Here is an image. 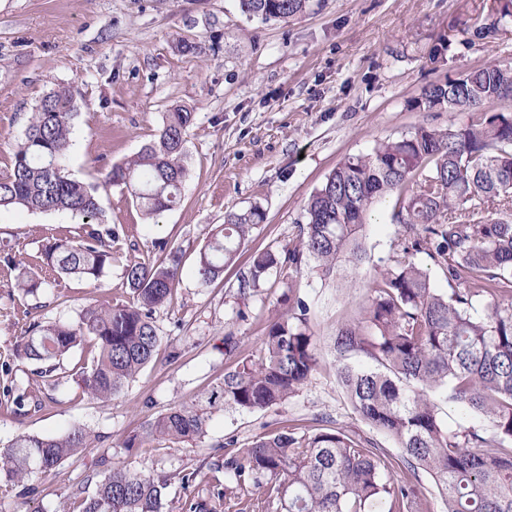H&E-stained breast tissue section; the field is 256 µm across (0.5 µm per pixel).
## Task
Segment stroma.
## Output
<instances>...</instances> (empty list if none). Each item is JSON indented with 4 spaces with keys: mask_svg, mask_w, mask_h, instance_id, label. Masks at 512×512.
Segmentation results:
<instances>
[{
    "mask_svg": "<svg viewBox=\"0 0 512 512\" xmlns=\"http://www.w3.org/2000/svg\"><path fill=\"white\" fill-rule=\"evenodd\" d=\"M498 0H311L285 21L244 14L239 0H0V174L9 170L39 99L50 90L77 91L79 115L71 134V178L100 183L112 164L150 143L164 112L184 106L196 114L187 137L188 178L181 205L145 218L126 188L101 192L107 223L119 236L112 268L101 282L64 279L40 297L22 296L4 255L33 264L60 231L77 232L81 218L56 212L0 211V370L25 389L31 367L12 348L33 322H72L84 306L121 304L131 260L158 263L183 255L172 299L154 320L161 338L152 362L111 401L82 396L75 379L82 351L64 359L58 386L42 393L39 411L19 416L0 407V447L21 433L60 435L85 426L95 448L39 476L36 493L0 487V512H68L71 487L91 472L106 474L101 458L164 471L200 469L221 455L226 438L249 445L273 429L342 427L373 439L391 457L399 450L354 412L336 375L333 339L369 294L378 266L405 243L392 220L394 197L367 218L368 259L359 269L322 275L313 263L296 280L271 271L243 295L239 278L250 255L295 240L303 208L346 157L418 127L447 128L464 112L413 108L431 83L461 77L489 63L512 64V15L487 34L478 29ZM201 45L198 53L184 51ZM261 208L235 265L201 284L197 258L211 225L227 211ZM309 307L320 355L318 371L300 392L266 411L211 406L209 392L224 378V335L255 353L269 322ZM196 406L210 417L206 436L175 443L157 438L126 448L130 435L173 406Z\"/></svg>",
    "mask_w": 512,
    "mask_h": 512,
    "instance_id": "1",
    "label": "stroma"
}]
</instances>
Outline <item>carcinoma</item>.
Returning a JSON list of instances; mask_svg holds the SVG:
<instances>
[{"mask_svg": "<svg viewBox=\"0 0 512 512\" xmlns=\"http://www.w3.org/2000/svg\"><path fill=\"white\" fill-rule=\"evenodd\" d=\"M240 9L264 21H285L306 12L310 0H239ZM512 99V66L491 63L458 79L429 84L420 104L470 114L446 129L377 143L368 153L346 158L305 204L306 223L297 240L280 251L251 256L240 292L259 286L272 269L288 283L312 260L328 274L344 260L356 269L367 258L360 232L372 205L397 194L393 219L408 244L393 263L375 270L370 295L358 315L336 328L337 376L353 410L399 448L407 471L400 481L384 478L383 449L342 427L315 432L290 426L270 431L251 445L224 442L212 466L224 482L199 487L200 470H138L112 463L108 475L93 473L92 494L73 489L76 512H163L175 481L195 487L180 512H430L419 472L432 479L443 512H512V118L486 115L487 105ZM77 117L76 94L61 86L38 101L17 145L10 170L0 178V209L68 212L83 220L81 234L52 237L16 287L35 295L64 277L98 281L112 266V226L104 223L99 188L125 187L143 215L152 218L180 205L188 169L187 133L195 114L164 113L156 139L133 158L114 164L102 186L66 173L70 135ZM257 208L228 211L210 227L199 253L197 275L209 284L232 265L252 231L264 223ZM425 255L445 272L451 293L431 286ZM182 253L159 264L134 261L125 268L131 300L88 306L78 321L33 324L13 348L33 366L35 384L21 394L6 385L0 405L19 414L42 407L41 384L60 361L87 348L90 365L78 384L93 400L119 395L152 361L160 337L156 309L167 304L178 281ZM482 313L471 314L474 303ZM309 308L272 320L254 358L240 357V341L224 335L228 366L211 391L239 411H265L283 404L310 381L318 367ZM452 402L479 424L448 431L439 399ZM209 417L173 406L130 436L125 447L145 438L172 442L199 439ZM85 427L63 436L22 433L0 448V484H16L46 473L92 447Z\"/></svg>", "mask_w": 512, "mask_h": 512, "instance_id": "cac0c4a2", "label": "carcinoma"}]
</instances>
